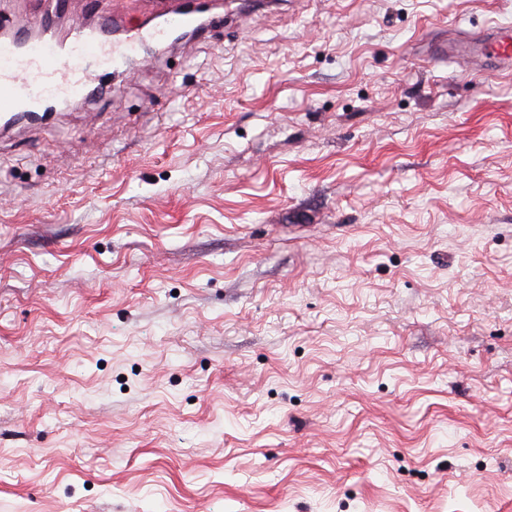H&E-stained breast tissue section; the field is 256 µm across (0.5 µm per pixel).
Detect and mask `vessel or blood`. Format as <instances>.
<instances>
[{
  "mask_svg": "<svg viewBox=\"0 0 512 512\" xmlns=\"http://www.w3.org/2000/svg\"><path fill=\"white\" fill-rule=\"evenodd\" d=\"M163 15L166 26L135 30L123 40L112 37L116 21L98 20L93 30L73 24L69 40L19 37L0 17L6 34L0 38V128L14 129L23 113L43 111L48 102L85 100L101 89L103 69L126 68L135 52H150L152 42L164 37L167 25L195 33L194 14L186 0H171ZM448 57L462 71L475 68L512 70V27L498 26L476 39L448 47Z\"/></svg>",
  "mask_w": 512,
  "mask_h": 512,
  "instance_id": "vessel-or-blood-1",
  "label": "vessel or blood"
}]
</instances>
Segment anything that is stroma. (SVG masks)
Returning <instances> with one entry per match:
<instances>
[{
  "label": "stroma",
  "instance_id": "1",
  "mask_svg": "<svg viewBox=\"0 0 512 512\" xmlns=\"http://www.w3.org/2000/svg\"><path fill=\"white\" fill-rule=\"evenodd\" d=\"M223 12L0 132V512H512V0ZM448 59L462 71L488 67L499 71L512 70V28L498 26L484 32L480 38L448 45Z\"/></svg>",
  "mask_w": 512,
  "mask_h": 512
}]
</instances>
